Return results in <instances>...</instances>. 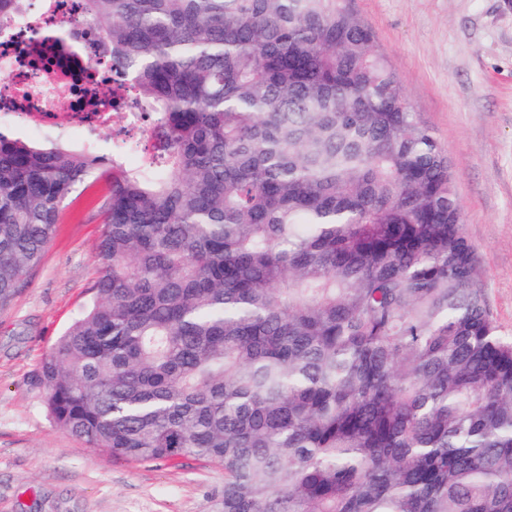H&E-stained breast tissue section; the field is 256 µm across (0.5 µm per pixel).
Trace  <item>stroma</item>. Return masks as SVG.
Returning a JSON list of instances; mask_svg holds the SVG:
<instances>
[{
	"label": "stroma",
	"instance_id": "35a3bbf8",
	"mask_svg": "<svg viewBox=\"0 0 512 512\" xmlns=\"http://www.w3.org/2000/svg\"><path fill=\"white\" fill-rule=\"evenodd\" d=\"M452 162L487 303L512 336V0H350ZM103 183L81 191L0 306V512H207L224 473L130 462L56 426L32 376L92 299Z\"/></svg>",
	"mask_w": 512,
	"mask_h": 512
}]
</instances>
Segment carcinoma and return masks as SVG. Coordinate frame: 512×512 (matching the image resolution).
I'll return each mask as SVG.
<instances>
[{"label":"carcinoma","mask_w":512,"mask_h":512,"mask_svg":"<svg viewBox=\"0 0 512 512\" xmlns=\"http://www.w3.org/2000/svg\"><path fill=\"white\" fill-rule=\"evenodd\" d=\"M140 165L0 133V304L103 181L90 304L34 377L209 512H512V337L447 151L348 0H84Z\"/></svg>","instance_id":"1"}]
</instances>
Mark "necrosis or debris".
<instances>
[{
    "label": "necrosis or debris",
    "instance_id": "obj_1",
    "mask_svg": "<svg viewBox=\"0 0 512 512\" xmlns=\"http://www.w3.org/2000/svg\"><path fill=\"white\" fill-rule=\"evenodd\" d=\"M28 2L15 0L14 25L8 36H0V71L10 75L9 83L0 86V98L15 102L12 108H0V126L64 123L90 140L115 114L108 109L109 97H101L102 108L91 117L81 102L80 88L87 77L103 80L105 61L85 22L82 0H49L39 15L29 14Z\"/></svg>",
    "mask_w": 512,
    "mask_h": 512
}]
</instances>
